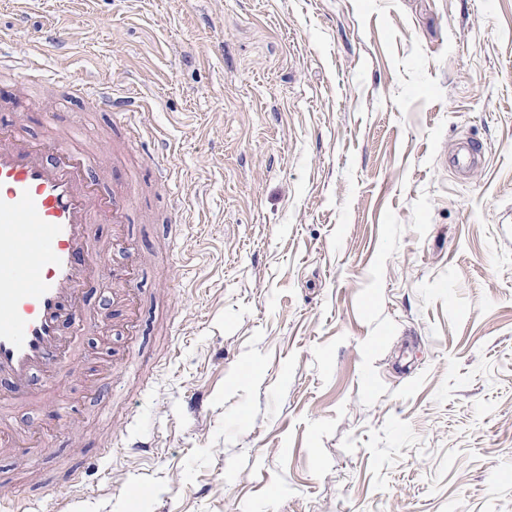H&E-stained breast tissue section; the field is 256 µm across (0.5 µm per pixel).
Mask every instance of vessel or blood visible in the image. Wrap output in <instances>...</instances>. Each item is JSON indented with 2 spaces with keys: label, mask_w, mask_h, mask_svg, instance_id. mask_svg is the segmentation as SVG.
<instances>
[{
  "label": "vessel or blood",
  "mask_w": 512,
  "mask_h": 512,
  "mask_svg": "<svg viewBox=\"0 0 512 512\" xmlns=\"http://www.w3.org/2000/svg\"><path fill=\"white\" fill-rule=\"evenodd\" d=\"M39 54L0 50V71L26 74L43 70ZM82 93L98 111L136 117L139 101L117 97L111 87L82 82ZM78 125L66 139H34L13 121H0V454L28 465L32 449L43 447L41 435L15 426L11 407L57 405L53 387L35 391V374L49 379L80 370L79 336L99 333L101 322L85 307V290L109 257L111 243L97 239L95 227H112V241L128 238L129 199L112 194L92 180L101 161L76 147ZM465 178L481 170L473 143L451 157ZM136 267L112 273V301L128 314L122 328L130 337L140 330ZM76 325L74 335L60 332L62 319Z\"/></svg>",
  "instance_id": "obj_1"
}]
</instances>
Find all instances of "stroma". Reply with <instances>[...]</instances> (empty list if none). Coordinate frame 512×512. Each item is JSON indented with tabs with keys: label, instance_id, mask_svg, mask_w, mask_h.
Returning <instances> with one entry per match:
<instances>
[{
	"label": "stroma",
	"instance_id": "35a3bbf8",
	"mask_svg": "<svg viewBox=\"0 0 512 512\" xmlns=\"http://www.w3.org/2000/svg\"><path fill=\"white\" fill-rule=\"evenodd\" d=\"M47 29L61 113L123 146L94 176L141 185L146 261L111 386L89 345L60 383L84 446L33 450L40 512L76 468L72 512H512V0H0L7 48ZM77 75L143 97L138 137ZM40 82L0 77L38 138ZM453 169L466 179L474 178L481 170V154L472 142H465L451 157Z\"/></svg>",
	"mask_w": 512,
	"mask_h": 512
}]
</instances>
